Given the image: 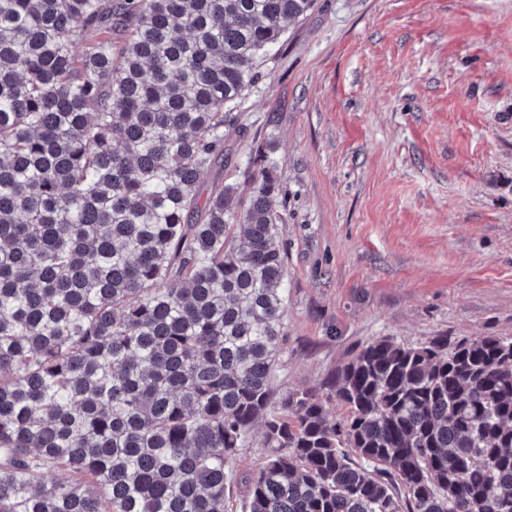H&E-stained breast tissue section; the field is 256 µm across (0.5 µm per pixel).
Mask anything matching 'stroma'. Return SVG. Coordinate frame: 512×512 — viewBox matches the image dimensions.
I'll use <instances>...</instances> for the list:
<instances>
[{"instance_id":"35a3bbf8","label":"stroma","mask_w":512,"mask_h":512,"mask_svg":"<svg viewBox=\"0 0 512 512\" xmlns=\"http://www.w3.org/2000/svg\"><path fill=\"white\" fill-rule=\"evenodd\" d=\"M233 117L225 183L266 146L279 184L277 391L381 337L512 336V0H316Z\"/></svg>"}]
</instances>
